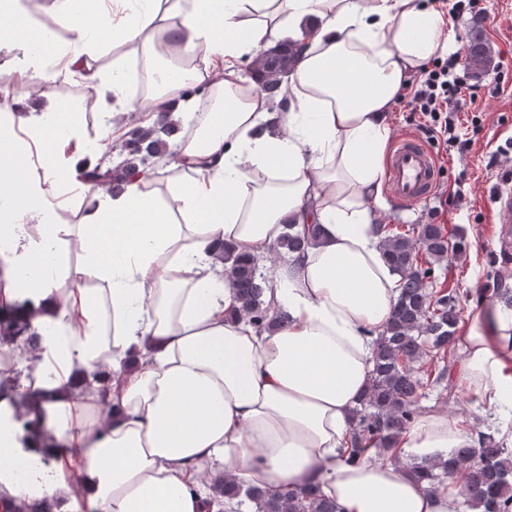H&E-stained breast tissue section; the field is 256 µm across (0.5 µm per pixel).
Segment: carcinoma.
I'll list each match as a JSON object with an SVG mask.
<instances>
[{
	"label": "carcinoma",
	"instance_id": "obj_1",
	"mask_svg": "<svg viewBox=\"0 0 512 512\" xmlns=\"http://www.w3.org/2000/svg\"><path fill=\"white\" fill-rule=\"evenodd\" d=\"M468 64L482 70L490 66L489 47L477 37L465 47ZM295 63L293 46L285 42L259 54V64L251 73L256 89L272 99L280 90L279 77L288 73ZM179 122L162 120L151 127L135 126L129 138L117 145L101 140L104 153L101 162L85 174L93 184L120 186L138 170H153L172 155L169 139L180 133ZM384 235L383 257L399 277V296L393 307L386 330L376 339L371 382L362 400L353 411V427L344 454L349 459L376 457L393 460L397 457L396 438L407 430L421 409L427 391L442 385L453 369L454 335L460 319V299L456 288L449 294L433 295L434 268L419 261L424 252L436 261L448 255V238L438 224H418L405 232L379 225ZM320 233L317 224H307L300 231L287 225L274 252L281 258L303 253ZM228 265L236 291L239 313L247 316L260 330H269L282 322L270 314L264 294L267 277L259 272L258 260L246 258L226 247L221 253ZM24 305H0V344L11 349L0 351V397L8 396L14 421L28 422L21 414L30 407L33 398L19 390L24 359L36 356L40 350V333L25 317ZM429 369L421 372L425 359ZM464 470L460 494L470 508L483 512H512V451L503 441L489 433L477 444L457 448L447 461L440 464L421 463L414 466L431 486L444 485L448 478ZM0 503L9 512H52L54 503L48 498L28 499L14 496L0 482ZM204 512H223L227 504L232 512H343L334 499L325 497L319 486L310 485L282 496L274 491L246 486L232 479H223L210 486L202 501Z\"/></svg>",
	"mask_w": 512,
	"mask_h": 512
}]
</instances>
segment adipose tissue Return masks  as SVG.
I'll return each instance as SVG.
<instances>
[{
  "label": "adipose tissue",
  "mask_w": 512,
  "mask_h": 512,
  "mask_svg": "<svg viewBox=\"0 0 512 512\" xmlns=\"http://www.w3.org/2000/svg\"><path fill=\"white\" fill-rule=\"evenodd\" d=\"M283 38L301 52L274 115L244 69ZM452 40L447 15L422 0H54L41 27L21 0H0V51L16 78L43 69L98 82L112 101L107 132L122 138L126 70L96 67L115 42L150 67L146 125L165 109L193 128L165 179L146 172L117 193L85 181L101 150L51 91L28 142L0 137V232L17 268L0 279V303L36 313L39 359L21 387L45 398L28 412L27 452L41 456L44 430L70 447L58 494L74 473L91 512H201L204 481L230 475L282 493L317 484L344 512H464L458 489L412 469L469 442L443 410L415 419L398 460L341 455L398 295L373 222L387 206V116ZM185 58L200 67L179 68ZM196 86L222 95L198 107ZM73 197L87 201L79 223H59ZM313 222L315 244L269 278L284 323L256 332L231 313L221 247L267 257L286 224ZM71 246L75 265L63 257ZM456 344L459 385L511 418L512 311H468ZM103 359L105 394L72 387Z\"/></svg>",
  "instance_id": "obj_1"
}]
</instances>
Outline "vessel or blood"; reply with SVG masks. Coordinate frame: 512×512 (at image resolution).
Listing matches in <instances>:
<instances>
[{
	"mask_svg": "<svg viewBox=\"0 0 512 512\" xmlns=\"http://www.w3.org/2000/svg\"><path fill=\"white\" fill-rule=\"evenodd\" d=\"M438 167L433 154L419 141L399 142L390 157V182L394 195L404 202L429 196L437 183ZM502 237L512 236V186H500L495 195Z\"/></svg>",
	"mask_w": 512,
	"mask_h": 512,
	"instance_id": "obj_1",
	"label": "vessel or blood"
}]
</instances>
